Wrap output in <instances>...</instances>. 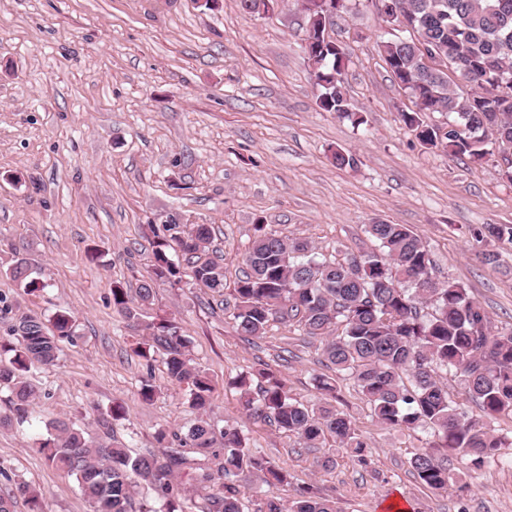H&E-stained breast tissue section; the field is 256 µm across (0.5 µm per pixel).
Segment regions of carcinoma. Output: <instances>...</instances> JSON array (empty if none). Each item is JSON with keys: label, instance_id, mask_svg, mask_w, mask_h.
Listing matches in <instances>:
<instances>
[{"label": "carcinoma", "instance_id": "1", "mask_svg": "<svg viewBox=\"0 0 512 512\" xmlns=\"http://www.w3.org/2000/svg\"><path fill=\"white\" fill-rule=\"evenodd\" d=\"M388 9L379 14L392 27L405 24L402 36L382 40L378 49L393 77L408 94L414 109L400 113L402 122L422 144L480 163L492 147L512 148V0H380ZM249 14L268 13L274 0H240ZM307 17L306 55L318 83L317 105L355 126L366 123L343 91L347 64L344 48L326 40L325 11L315 0H301ZM422 34L426 49L414 44L410 30ZM470 86L463 95L456 82ZM430 113L452 117L439 126L426 121ZM377 249L353 255L345 262L319 258L303 238L285 239L267 224L254 225L246 270L234 282L231 300L237 331L246 337L265 334L275 320L289 323L304 335L323 341V361L335 373L317 379L319 389L333 393L349 380L369 404L372 416L393 429L422 430L443 438L451 451L478 468L508 456L512 443L470 416L450 396L444 378H461L469 399L491 418L512 416V329L493 330L491 317L467 289L434 274L431 255L422 240L404 224L378 221L366 225ZM153 260L148 276L135 291L112 282V307L137 322L154 304L156 288L182 282L224 295V264L209 254L208 224H164L152 228ZM476 237L512 243V225L484 224ZM182 253L184 261L173 259ZM10 275L23 288H35L40 272L19 259ZM74 317L66 309L49 319L20 316L10 336L0 339V388L10 392L13 417L0 416V427L26 419L38 391L29 379L35 367L56 364L61 344L73 336ZM147 335L135 353L150 360L161 350L171 381L189 393L197 421L187 431L161 430L160 455L131 456L116 442L112 421L123 418V407L97 411L94 422L102 433L92 436L71 419L50 423L39 439L46 458L75 478L91 512H153L135 505L140 485L152 487L163 500L161 512H186L187 486L207 491L200 512H242V500L252 496L254 479L289 482L287 471L254 454L242 430L225 425L218 431L209 418L212 384L195 365L189 340L164 316L145 326ZM259 392L251 378L236 381L243 410L249 418L274 423L317 448L331 438L367 463L368 444L351 419L335 406L305 405L293 400L282 381L259 372ZM417 479L433 490H448L454 478L448 464L423 448L409 461ZM188 477L183 484L181 477ZM22 496L30 512H41L42 493L25 483L0 491V512H13ZM254 512H336L335 503L302 487L289 504L274 497L255 500Z\"/></svg>", "mask_w": 512, "mask_h": 512}]
</instances>
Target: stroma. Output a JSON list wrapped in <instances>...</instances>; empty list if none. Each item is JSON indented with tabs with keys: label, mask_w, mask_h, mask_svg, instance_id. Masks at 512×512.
<instances>
[{
	"label": "stroma",
	"mask_w": 512,
	"mask_h": 512,
	"mask_svg": "<svg viewBox=\"0 0 512 512\" xmlns=\"http://www.w3.org/2000/svg\"><path fill=\"white\" fill-rule=\"evenodd\" d=\"M305 33L298 0H278L262 18L239 0H0V298L11 309L0 314V336L22 315L75 316L57 365L30 373L33 416L0 429L1 490L24 482L42 491L43 512H90L36 444L49 422L87 424L94 409L123 406L114 433L135 453L160 451L158 431L194 422L162 353L148 363L133 351L161 314L190 339L213 386L214 419L241 426L256 453L290 474V484L260 486L261 496L285 503L309 486L337 512H385L394 499L410 512H512V463L473 470L453 454L463 489L422 486L409 460L438 438L380 424L351 382H338L335 406L366 439L367 464L334 440L303 448L246 417L233 381L263 368L294 400L318 401L316 380L327 373L319 339L277 322L245 339L203 288H158L138 323L112 308L113 281L138 287L151 228L172 217L212 227L229 287L256 220L338 262L372 250L366 226L380 220L408 225L439 279L462 283L496 326H512V244L474 236L484 224H512L500 152L475 166L422 145L404 125L412 104L378 52L389 31L374 0H357L328 30L348 55L344 91L366 125L318 108ZM339 149L354 166L333 164ZM487 251L498 265L484 262ZM20 257L41 267L44 290L10 277ZM147 376L159 393L145 404L137 392Z\"/></svg>",
	"instance_id": "obj_1"
}]
</instances>
